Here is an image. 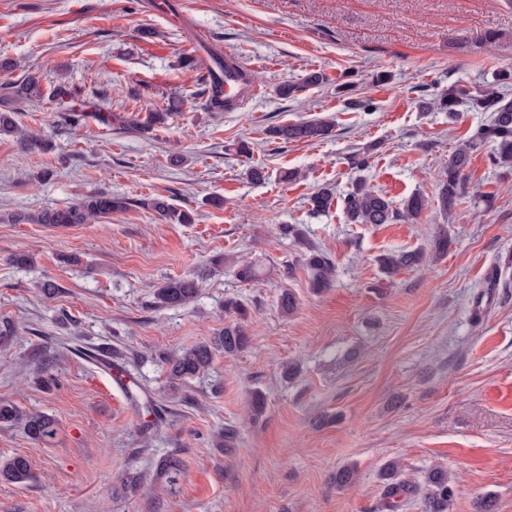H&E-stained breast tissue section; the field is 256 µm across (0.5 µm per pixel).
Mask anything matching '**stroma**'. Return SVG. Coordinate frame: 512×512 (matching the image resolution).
Wrapping results in <instances>:
<instances>
[{
  "mask_svg": "<svg viewBox=\"0 0 512 512\" xmlns=\"http://www.w3.org/2000/svg\"><path fill=\"white\" fill-rule=\"evenodd\" d=\"M169 2L165 16L151 0H0V58L18 64L0 70V85L31 71L44 90L65 83L93 105L71 120L48 96L16 114L50 152L0 136V402L45 413L55 428L35 441L0 426V459L26 456L37 475L0 482V512H380L391 461L419 480L447 470V512H475L480 493L512 512V172L479 148L457 205L440 210L449 155L490 115L466 103L452 118L418 108L453 84L478 92L512 66V0ZM195 39L200 53L249 68L261 95L206 111V74L181 64ZM313 71L327 83L304 85ZM285 84L295 91L284 99ZM173 96L180 112L152 134L121 124ZM315 117L333 122L331 136L267 133ZM254 167L265 181L250 179ZM285 169L296 181H280ZM359 178L394 205L415 192L431 204L411 223H349L343 198ZM325 187L329 208L312 212ZM91 192L129 207L67 227L11 220ZM156 196L193 223L159 221L144 206ZM283 224L302 242L283 237ZM442 231L450 243L439 256ZM311 246L336 268L318 295L303 263ZM18 250L31 267L9 263ZM402 250L423 252L420 269L384 275L377 257ZM242 259L259 265L258 279H237ZM199 273L195 301L156 302L167 278ZM47 278L59 286L51 299L39 288ZM286 289L298 299L289 316L278 307ZM231 297L248 310V347L169 383L159 357L210 341L231 320ZM78 340L134 354L128 392L73 352ZM292 362L300 371L288 379ZM255 390L266 398L256 420ZM227 425L238 436L225 450L215 435ZM173 452L183 476L171 489L155 473ZM346 465L356 479L340 489L333 477ZM132 473L143 488L122 490Z\"/></svg>",
  "mask_w": 512,
  "mask_h": 512,
  "instance_id": "35a3bbf8",
  "label": "stroma"
}]
</instances>
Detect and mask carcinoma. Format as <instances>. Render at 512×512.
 I'll use <instances>...</instances> for the list:
<instances>
[{
  "instance_id": "carcinoma-1",
  "label": "carcinoma",
  "mask_w": 512,
  "mask_h": 512,
  "mask_svg": "<svg viewBox=\"0 0 512 512\" xmlns=\"http://www.w3.org/2000/svg\"><path fill=\"white\" fill-rule=\"evenodd\" d=\"M219 74L212 75L211 91L206 108L210 112H222L231 107L224 99V61H216ZM44 97L39 77L27 74L21 80L5 87L4 97L0 99V135L12 134L18 130L14 115L18 103L39 101ZM467 102L475 110L491 113L487 124L479 127L466 144L457 148L448 158V166L439 190V202L443 210L453 208L460 197L464 171L470 164L471 154L481 146L490 145V162L497 168L512 171V99L501 96L495 86L488 85L480 94L472 96L463 87L452 85L442 91L435 99L441 110L453 118L456 107ZM168 114L150 111L145 117L135 115L126 121V126L141 134L151 132L155 127L167 121ZM333 131V123L321 118L273 126L268 130L271 138L288 141H314L326 138ZM128 206L125 198L106 193H91L80 202L65 208L44 209L36 215L18 214L14 220L18 223L53 224H89L106 219L114 212H121ZM157 216L177 224H191L193 219L186 210H180L168 202L164 196L154 197L144 203ZM344 212L352 224H389L396 217L413 222L427 207L424 196L414 193L404 201L402 208L393 207L391 200L384 194L358 180L343 199ZM424 255L418 250L400 251L382 254L378 257L379 268L388 276L402 270L414 269L421 265ZM304 266L309 272V287L320 294L332 287L335 277V265L324 252L311 249L304 255ZM198 295V283L194 278H169L156 289V299L165 307H178L192 302ZM224 312L235 315V320L224 326L217 336L208 343H200L170 355L163 360L168 379L172 382L193 377L211 364L217 352L232 355L243 351L249 344V335L242 325L248 318L246 307L236 299L224 301ZM19 425L34 440H44L53 436L54 421L49 416L33 411L23 412L9 403H0V425ZM183 472V463L178 454L164 457L158 467V475L172 487L177 484ZM34 478L32 466L23 455L0 459V481L24 483ZM381 508L387 512H396L402 504L418 497L424 503V512H445L453 491L448 472L441 468L431 469L423 481H413L402 477L397 464L388 463L381 473Z\"/></svg>"
}]
</instances>
